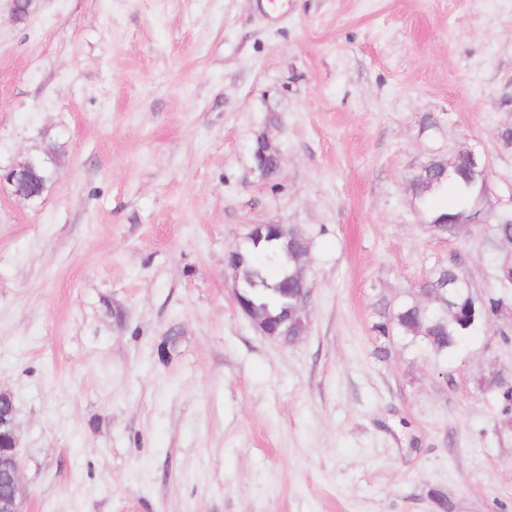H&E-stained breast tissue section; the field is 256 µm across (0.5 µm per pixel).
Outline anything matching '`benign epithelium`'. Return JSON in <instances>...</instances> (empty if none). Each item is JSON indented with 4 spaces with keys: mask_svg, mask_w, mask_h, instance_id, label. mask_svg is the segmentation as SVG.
<instances>
[{
    "mask_svg": "<svg viewBox=\"0 0 512 512\" xmlns=\"http://www.w3.org/2000/svg\"><path fill=\"white\" fill-rule=\"evenodd\" d=\"M263 158L257 159L258 168L267 171L266 158L280 165V156L273 139L264 134ZM39 169H46L45 162L36 157H28L14 164L6 174L13 195L30 200L41 196ZM6 405L0 408V512H25L28 499L27 488L22 480V460L19 453L17 411L10 392L0 389V401Z\"/></svg>",
    "mask_w": 512,
    "mask_h": 512,
    "instance_id": "1",
    "label": "benign epithelium"
}]
</instances>
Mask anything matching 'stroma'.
Instances as JSON below:
<instances>
[{
  "label": "stroma",
  "mask_w": 512,
  "mask_h": 512,
  "mask_svg": "<svg viewBox=\"0 0 512 512\" xmlns=\"http://www.w3.org/2000/svg\"><path fill=\"white\" fill-rule=\"evenodd\" d=\"M512 0H0V388L28 512H512L499 322L440 359L381 327L441 266L500 291L410 177L470 148L512 211ZM280 153L256 168V136ZM309 243V328L263 336L230 250ZM46 168L45 162L36 157H28L14 164L6 174V180L12 187L13 195L25 200L40 197L47 183L41 188L36 170ZM479 387L482 393L486 395L499 391L504 400L503 412H508V406L512 403V387L508 386L506 375L500 373V371H492L480 382Z\"/></svg>",
  "instance_id": "35a3bbf8"
}]
</instances>
